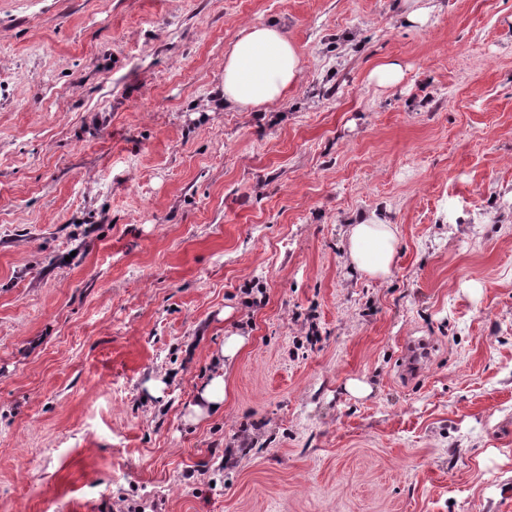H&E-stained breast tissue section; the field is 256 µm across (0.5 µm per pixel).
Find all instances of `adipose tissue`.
Returning <instances> with one entry per match:
<instances>
[{
  "label": "adipose tissue",
  "instance_id": "obj_1",
  "mask_svg": "<svg viewBox=\"0 0 512 512\" xmlns=\"http://www.w3.org/2000/svg\"><path fill=\"white\" fill-rule=\"evenodd\" d=\"M299 79L295 46L278 27L249 26L224 58V101L242 110L284 101ZM395 232L377 216L353 224L347 252L355 270L386 278L394 263Z\"/></svg>",
  "mask_w": 512,
  "mask_h": 512
}]
</instances>
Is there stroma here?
I'll list each match as a JSON object with an SVG mask.
<instances>
[{"label":"stroma","mask_w":512,"mask_h":512,"mask_svg":"<svg viewBox=\"0 0 512 512\" xmlns=\"http://www.w3.org/2000/svg\"><path fill=\"white\" fill-rule=\"evenodd\" d=\"M432 4L0 0V512H512V0ZM299 72L297 50L278 27L248 26L224 57V101L240 110L282 102ZM392 225L375 215L350 224L347 252L355 270L370 278L384 279L391 274L395 254ZM224 389V377L222 375L215 376L200 394L201 402L206 404L209 410L218 409L224 403Z\"/></svg>","instance_id":"obj_1"}]
</instances>
